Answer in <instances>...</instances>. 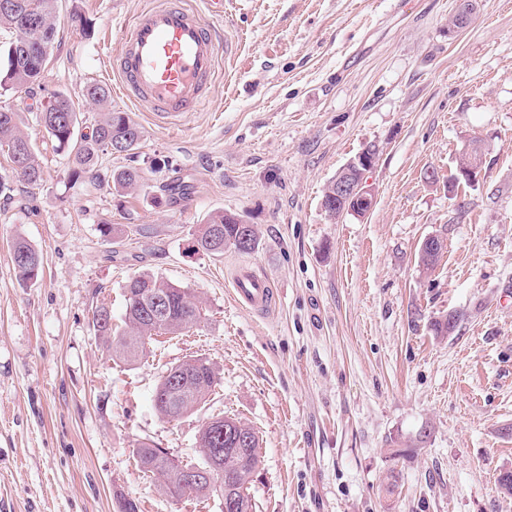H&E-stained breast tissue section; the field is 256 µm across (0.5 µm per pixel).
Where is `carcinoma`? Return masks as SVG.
Returning a JSON list of instances; mask_svg holds the SVG:
<instances>
[{
  "label": "carcinoma",
  "instance_id": "obj_1",
  "mask_svg": "<svg viewBox=\"0 0 512 512\" xmlns=\"http://www.w3.org/2000/svg\"><path fill=\"white\" fill-rule=\"evenodd\" d=\"M59 0H0V29L14 34L5 50V64L0 67V91L18 92L40 84L53 54L58 34ZM37 25L40 35L31 34ZM81 95L101 108L100 119L87 133H78V112L73 99L54 93L36 108L37 122L56 143V149L67 153L72 175L99 179L98 168L106 154H130L139 146L142 131L127 112L111 107V89L106 84L89 82ZM0 150L5 152L19 181L38 187L44 172L29 133L24 129L20 112L0 107ZM142 170L127 167L112 171L111 183L118 193L136 189L142 184ZM259 237L254 225L246 224L231 212H216L193 234L190 251L221 257L233 249L239 253L254 251ZM14 269L20 279L34 281L42 269L41 254L22 236L12 241ZM126 313L124 328L112 326V314L102 306L93 313L95 335L112 355L127 364L136 363L144 354L152 337L161 334L180 335L196 325L202 317L199 298L191 292L153 273L142 272L125 286ZM180 368L183 383L176 401L168 397V375L155 387L153 403L159 416L171 423L197 408L209 395L217 381L213 365L201 358L185 360ZM232 448L234 452L215 462V449ZM260 438L252 427L235 418H223V424L205 422L197 438L199 460L194 466L213 469L211 480L189 484L165 449L143 443L136 449L139 467L160 483L164 492L176 500L234 499L235 512H254L255 504L249 485L261 465Z\"/></svg>",
  "mask_w": 512,
  "mask_h": 512
}]
</instances>
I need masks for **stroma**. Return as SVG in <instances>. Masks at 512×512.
<instances>
[{"mask_svg": "<svg viewBox=\"0 0 512 512\" xmlns=\"http://www.w3.org/2000/svg\"><path fill=\"white\" fill-rule=\"evenodd\" d=\"M153 2L61 0L40 87L0 95L44 170L29 190L0 156V512H115L120 494L141 512H222L167 496L135 452L147 442L196 460L200 426L224 416L261 440L255 512H512L497 486L512 469V0H476L453 35L460 0H186L227 51L208 102L173 124L117 93L111 67ZM91 80L143 131L135 154L103 157L96 182L72 177L29 110L63 91L93 125L99 109L80 96ZM475 142L482 175L449 194ZM370 143L371 210L330 218L327 184ZM122 167L143 169L142 187L114 192ZM219 211L254 225L258 249L189 252ZM17 235L43 257L36 281L14 272ZM430 236L445 249L427 269ZM241 264L271 282L268 312L234 302ZM143 271L198 295L204 315L129 366L92 314L107 307L122 326L124 286ZM450 313L455 330L434 334ZM196 357L220 379L165 422L154 388Z\"/></svg>", "mask_w": 512, "mask_h": 512, "instance_id": "35a3bbf8", "label": "stroma"}]
</instances>
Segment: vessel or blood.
<instances>
[{"mask_svg":"<svg viewBox=\"0 0 512 512\" xmlns=\"http://www.w3.org/2000/svg\"><path fill=\"white\" fill-rule=\"evenodd\" d=\"M221 46L215 31L182 0H156L138 13L112 56L122 94L133 103L174 119L205 103ZM238 301L265 312L276 293L264 278L241 272L234 281Z\"/></svg>","mask_w":512,"mask_h":512,"instance_id":"b4317fda","label":"vessel or blood"}]
</instances>
